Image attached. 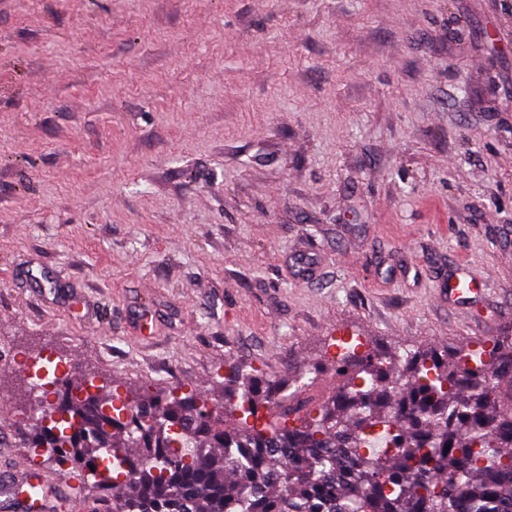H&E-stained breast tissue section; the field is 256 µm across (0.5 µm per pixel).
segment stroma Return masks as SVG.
Wrapping results in <instances>:
<instances>
[{
    "label": "stroma",
    "mask_w": 512,
    "mask_h": 512,
    "mask_svg": "<svg viewBox=\"0 0 512 512\" xmlns=\"http://www.w3.org/2000/svg\"><path fill=\"white\" fill-rule=\"evenodd\" d=\"M510 334L512 0H0V472L61 480L48 363L127 399ZM487 281L482 276H477L469 267L459 264L455 273L448 276V287L443 285L445 293H448V300H451L469 311L472 299L485 291ZM448 288V289H446ZM69 372L68 366L61 368V371L58 374H55L53 378L40 377V381H45L44 383L38 384V392L42 391V394H39L36 397L34 408L29 413L22 414V419L31 421V419L36 416L38 413H45L46 411H52V405L55 402L54 398L52 401H49V395L54 394L56 389V382L60 377H64Z\"/></svg>",
    "instance_id": "35a3bbf8"
}]
</instances>
